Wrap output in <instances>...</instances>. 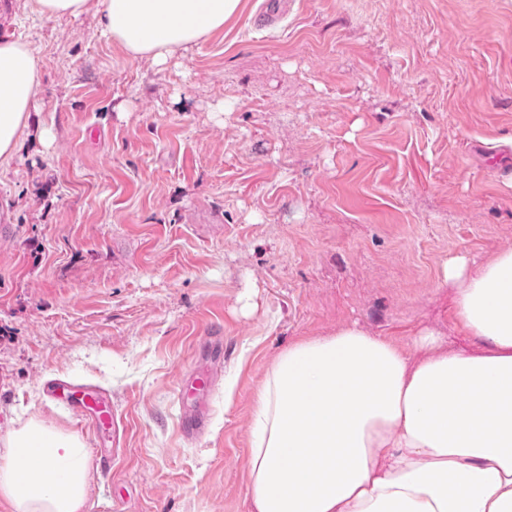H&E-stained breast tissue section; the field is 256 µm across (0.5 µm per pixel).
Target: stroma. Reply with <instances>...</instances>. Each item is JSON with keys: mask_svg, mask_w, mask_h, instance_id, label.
<instances>
[{"mask_svg": "<svg viewBox=\"0 0 512 512\" xmlns=\"http://www.w3.org/2000/svg\"><path fill=\"white\" fill-rule=\"evenodd\" d=\"M0 31L42 79L0 169V450L32 421L90 442L46 377L110 392L88 512H251L277 355L352 320L452 336L443 262L512 250V0H241L160 67L93 10L0 0ZM36 11L48 19L61 16L79 18L92 7V0H33Z\"/></svg>", "mask_w": 512, "mask_h": 512, "instance_id": "stroma-1", "label": "stroma"}]
</instances>
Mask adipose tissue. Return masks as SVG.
Wrapping results in <instances>:
<instances>
[{
  "mask_svg": "<svg viewBox=\"0 0 512 512\" xmlns=\"http://www.w3.org/2000/svg\"><path fill=\"white\" fill-rule=\"evenodd\" d=\"M46 18L92 6L103 32L164 65L223 28L241 0H33ZM41 85L32 44L0 36V166L29 130ZM453 326L402 348L357 323L289 344L254 401L247 458L254 512H512V250L447 261ZM92 457L32 422L0 452L12 512H87Z\"/></svg>",
  "mask_w": 512,
  "mask_h": 512,
  "instance_id": "ef3b65f1",
  "label": "adipose tissue"
}]
</instances>
